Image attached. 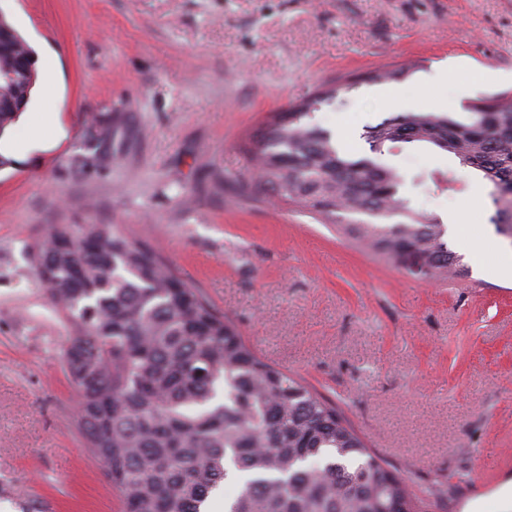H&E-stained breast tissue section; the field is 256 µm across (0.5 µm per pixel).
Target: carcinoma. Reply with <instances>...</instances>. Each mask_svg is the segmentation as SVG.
Masks as SVG:
<instances>
[{
	"instance_id": "carcinoma-1",
	"label": "carcinoma",
	"mask_w": 512,
	"mask_h": 512,
	"mask_svg": "<svg viewBox=\"0 0 512 512\" xmlns=\"http://www.w3.org/2000/svg\"><path fill=\"white\" fill-rule=\"evenodd\" d=\"M21 53L33 55L21 36L1 45L0 68ZM332 95L320 91L249 139L258 169L250 193L296 204L322 224L344 216L349 237L393 263L408 250L420 255L425 279L465 275L448 226L408 208L403 176L379 155L404 130L411 143L469 160L492 185L495 224L512 225V208L499 203L512 185V97L476 103L463 119L387 117L364 133L370 154L355 157L306 122ZM108 138L105 128L86 135L88 160H112ZM31 252L72 329L65 362L80 430L123 512H205L231 478L243 482L228 512H429L335 404L261 358L150 246L114 224H55Z\"/></svg>"
}]
</instances>
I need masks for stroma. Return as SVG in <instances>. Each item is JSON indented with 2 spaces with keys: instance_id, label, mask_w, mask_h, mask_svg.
I'll return each instance as SVG.
<instances>
[{
  "instance_id": "stroma-1",
  "label": "stroma",
  "mask_w": 512,
  "mask_h": 512,
  "mask_svg": "<svg viewBox=\"0 0 512 512\" xmlns=\"http://www.w3.org/2000/svg\"><path fill=\"white\" fill-rule=\"evenodd\" d=\"M0 15L54 64L64 129L0 171V512H121L77 427L71 328L34 273L51 224H116L160 250L434 512H512V278L498 273L512 243L491 185L424 145L384 153L410 206L454 223L469 272L430 283L336 225L248 199L244 146L324 86L336 96L312 121L358 156L384 118L512 94V0H0ZM408 62L396 98L368 78ZM95 123L112 153L97 168L81 160Z\"/></svg>"
}]
</instances>
